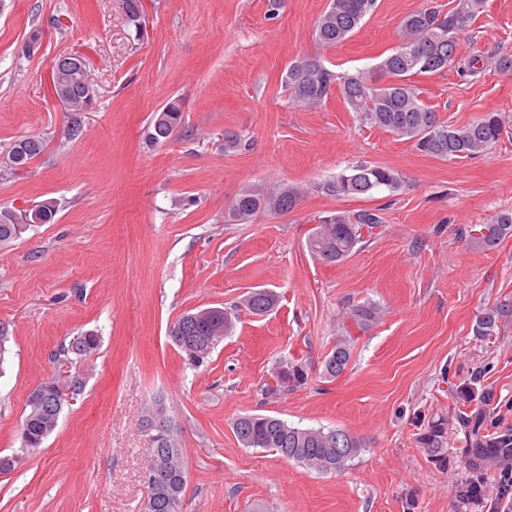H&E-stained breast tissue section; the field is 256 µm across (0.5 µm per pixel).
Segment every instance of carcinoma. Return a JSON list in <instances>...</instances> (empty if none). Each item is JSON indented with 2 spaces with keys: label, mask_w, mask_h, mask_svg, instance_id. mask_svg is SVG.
I'll list each match as a JSON object with an SVG mask.
<instances>
[{
  "label": "carcinoma",
  "mask_w": 512,
  "mask_h": 512,
  "mask_svg": "<svg viewBox=\"0 0 512 512\" xmlns=\"http://www.w3.org/2000/svg\"><path fill=\"white\" fill-rule=\"evenodd\" d=\"M377 0H329L328 7L315 23V38L326 47H334L360 27L363 19L376 8ZM127 22L140 33L143 27L141 0H121ZM484 7V0H457L456 5L443 11L428 3L406 15L398 28L397 45L378 65V72L388 83L377 85V78L368 72L355 75L337 73L328 68L319 57H302L293 61L285 77L289 97L299 107L312 109L334 91L357 114L361 124L380 128L397 139L414 142L416 150L441 160L474 158L491 152L500 143L504 120L498 112H484L461 127H453L440 120L438 113L426 105L410 84V78L445 69L455 62L459 52L461 33L476 19ZM472 72L493 70L512 72V55L500 54L468 60ZM94 88L87 64L62 79L55 87L59 103L67 112L86 110L85 93ZM183 120L177 102L167 103L153 121L150 139L166 142L181 126ZM44 151V142L27 136L13 143L5 161L6 168L17 174ZM404 183L402 174L381 164H358L325 182L321 189L332 196L356 198L374 191L399 189ZM301 189L282 185L267 187L255 185L240 192L231 202L226 221L246 224L260 211L288 214L302 202ZM56 214L55 203L45 200L32 209L0 210V245L15 240L32 223L46 224ZM381 223L373 210L340 211L321 218L309 236L308 248L318 260L340 263L357 251L363 240V228ZM512 236V212L496 215L487 224L480 225L476 234L466 235L467 244L475 250L495 247ZM277 296L270 290L250 292L245 307L254 315H262L274 308ZM512 317V301L497 303L477 321L475 332L479 336L495 334L498 323ZM380 309L368 303L353 306L342 321L341 335L324 357L322 374L333 381L348 369L352 346L356 340L352 331L368 332L379 320ZM233 328L231 312L215 318L210 309L186 313L170 327L169 336L185 354L188 365L204 364L215 347ZM101 339L94 332L72 337L54 354V362L61 366L73 365L72 356L82 358L97 351ZM304 367L288 365V371L278 370L275 385L267 386L266 393L277 394L294 390L306 384ZM480 377L460 390L461 398L477 402V411L461 417L467 432L466 447L461 449L466 477L453 493L461 507L471 509L483 504L512 503V427H505L492 435L487 427L498 423L494 394L491 389L476 387ZM72 386V395L81 392L82 382L71 376H59L42 381L31 390L26 411L20 424L21 447L14 453L0 456V473H9L41 448L44 440L55 430L66 399L60 391ZM149 442L151 457L145 471L156 478L155 498L141 505L140 512H179L182 494L188 482V471L178 448L177 431L167 417L161 400L148 408L143 424ZM237 440L246 448H262L288 460H294L320 474L338 473L357 457L366 443L345 428H305L288 421L261 414H246L233 424ZM430 460L437 467H448L447 431L435 421L419 436Z\"/></svg>",
  "instance_id": "obj_1"
}]
</instances>
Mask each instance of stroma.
I'll list each match as a JSON object with an SVG mask.
<instances>
[{
  "label": "stroma",
  "instance_id": "1",
  "mask_svg": "<svg viewBox=\"0 0 512 512\" xmlns=\"http://www.w3.org/2000/svg\"><path fill=\"white\" fill-rule=\"evenodd\" d=\"M424 0H378L343 43L313 36L329 0H142L134 35L119 0H0V158L38 136L44 152L14 175L0 165V209L55 201L53 222L0 246V453L20 447L28 394L57 375L54 350L84 331L100 350L71 369L82 391L65 405L41 450L0 474V512H139L150 454L142 421L162 399L189 473L180 512H461L465 477L456 389L480 375L512 425V318L496 336L476 321L512 299V237L468 248L460 232L512 210V72H463L462 61L512 54V0H486L460 40V60L411 78L423 102L459 127L501 113L506 130L487 155L444 161L361 125L338 94L313 110L285 87L289 64L318 56L347 74L373 69L396 46L401 19ZM36 54L23 50L33 28ZM85 54L97 99L71 114L53 97L49 68ZM177 101L184 125L152 145V119ZM83 127L69 139L72 121ZM241 133L242 150L224 147ZM397 169L403 186L357 199L322 192L358 163ZM257 184L303 189L291 213L229 224L225 213ZM379 210L382 222L348 259L325 264L307 242L319 218ZM266 288L265 316L243 306ZM377 304L335 381L322 361L350 306ZM237 308L230 335L189 367L169 337L182 314ZM302 364L307 385L268 396L280 366ZM271 415L307 428L342 427L366 443L342 472L320 474L244 447L233 423ZM444 422L452 460L431 463L418 442Z\"/></svg>",
  "mask_w": 512,
  "mask_h": 512
}]
</instances>
